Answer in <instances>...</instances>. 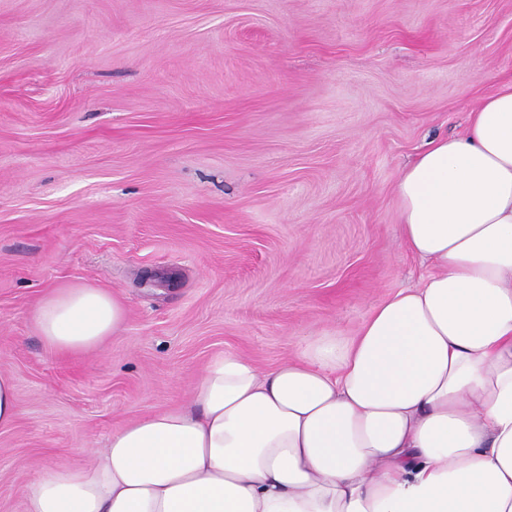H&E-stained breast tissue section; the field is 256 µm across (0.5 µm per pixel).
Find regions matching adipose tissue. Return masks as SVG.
Instances as JSON below:
<instances>
[{"mask_svg":"<svg viewBox=\"0 0 512 512\" xmlns=\"http://www.w3.org/2000/svg\"><path fill=\"white\" fill-rule=\"evenodd\" d=\"M396 196L432 267L417 287L269 371L214 357L186 405L24 484L25 512H512V84L429 141ZM33 321L50 352L79 353L124 308L75 285Z\"/></svg>","mask_w":512,"mask_h":512,"instance_id":"1","label":"adipose tissue"}]
</instances>
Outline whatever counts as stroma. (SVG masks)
Here are the masks:
<instances>
[{
  "instance_id": "stroma-1",
  "label": "stroma",
  "mask_w": 512,
  "mask_h": 512,
  "mask_svg": "<svg viewBox=\"0 0 512 512\" xmlns=\"http://www.w3.org/2000/svg\"><path fill=\"white\" fill-rule=\"evenodd\" d=\"M509 82L512 0H0V512L214 356L270 370L417 286L402 170ZM77 284L122 330L48 352ZM35 328L52 353H79L119 335L124 321L120 301L102 288H55L38 304ZM18 389L13 378L0 372V429L11 427L16 418Z\"/></svg>"
}]
</instances>
